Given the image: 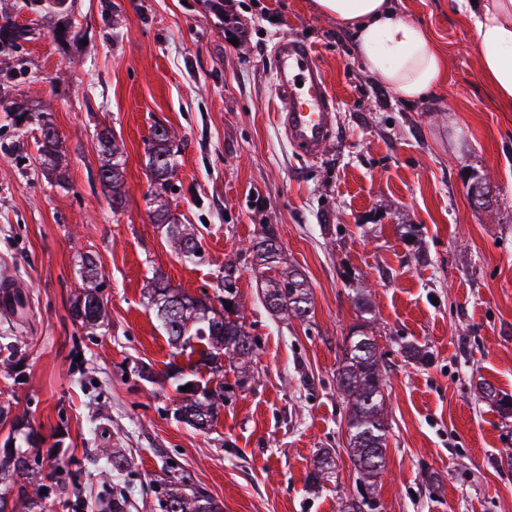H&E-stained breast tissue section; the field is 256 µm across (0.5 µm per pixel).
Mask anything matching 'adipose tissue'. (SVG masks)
<instances>
[{"instance_id": "obj_1", "label": "adipose tissue", "mask_w": 512, "mask_h": 512, "mask_svg": "<svg viewBox=\"0 0 512 512\" xmlns=\"http://www.w3.org/2000/svg\"><path fill=\"white\" fill-rule=\"evenodd\" d=\"M476 34L482 76L512 107V0H459ZM317 10L351 31L364 67L401 99L426 98L446 79L429 29L400 17L391 0H316Z\"/></svg>"}]
</instances>
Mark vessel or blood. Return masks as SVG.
<instances>
[{
	"instance_id": "1",
	"label": "vessel or blood",
	"mask_w": 512,
	"mask_h": 512,
	"mask_svg": "<svg viewBox=\"0 0 512 512\" xmlns=\"http://www.w3.org/2000/svg\"><path fill=\"white\" fill-rule=\"evenodd\" d=\"M275 71L276 89L286 103L282 121L290 141L308 155H318L330 138L336 101L312 61L309 46L292 37L282 38Z\"/></svg>"
}]
</instances>
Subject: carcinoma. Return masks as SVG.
<instances>
[{
  "instance_id": "1",
  "label": "carcinoma",
  "mask_w": 512,
  "mask_h": 512,
  "mask_svg": "<svg viewBox=\"0 0 512 512\" xmlns=\"http://www.w3.org/2000/svg\"><path fill=\"white\" fill-rule=\"evenodd\" d=\"M65 0H30L29 7L40 16L44 23L52 24V32L59 38H65L69 30L59 31V26H68L62 21L66 9ZM27 31L16 26L9 12V5L0 6V55H11L26 40ZM39 151L43 162L53 166L56 161L55 148L58 135L40 133ZM101 181L112 185V211L123 206L124 162L113 137L104 131L99 136ZM176 151L170 131H152L147 150V168L149 171L150 194L147 204L154 205V223L164 224L167 234L179 249V255L192 259L201 249V243L191 228L177 223L171 216L165 201L170 180L176 172ZM255 253L258 268L267 271L277 268L280 248L272 229L265 230L261 240L251 245ZM238 268L232 263L224 266L216 288L230 299L231 309L225 303L214 304L208 295L193 297L168 282L158 278L148 295L162 331L168 336L170 344L176 350L184 349L194 339L200 345V364L212 369L223 368V362L246 363L252 358L257 345L240 315L236 301ZM266 308L276 317H290L303 320L311 309L308 288L301 274L294 269L283 271L278 276L266 280L263 290ZM72 316L82 328L94 330L105 316L103 302L92 291L78 298L72 307ZM191 385L200 391L183 392L180 387ZM385 373L383 360L376 338L369 334L367 324L353 327L345 338V352L336 368V389L346 407V425L348 434V454L359 473L361 489L344 507V512H371L375 501L368 490L372 489L385 466L387 425L383 416V392ZM175 392L179 395L175 417L198 430H207L217 421L219 411L224 407V383L217 380L215 386H200L193 380H177ZM104 471L118 482L125 474L127 460L118 451L109 448L100 449ZM332 463L322 461L310 473L308 482L311 487L320 486L330 478ZM53 474L43 473L33 467L27 456L17 454L13 459V468L0 465V512H7L6 493L13 488L18 492H27V486L34 487L30 498L29 512H47V500L51 494H41L43 489H52ZM220 512V507L210 498L197 494H187L177 486L168 487L162 494L159 507L162 512Z\"/></svg>"
}]
</instances>
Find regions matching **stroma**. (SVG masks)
Instances as JSON below:
<instances>
[{
    "label": "stroma",
    "mask_w": 512,
    "mask_h": 512,
    "mask_svg": "<svg viewBox=\"0 0 512 512\" xmlns=\"http://www.w3.org/2000/svg\"><path fill=\"white\" fill-rule=\"evenodd\" d=\"M223 3L67 0L63 40L13 11L29 34L0 62V279L24 285L29 313L0 312V345L12 340L22 365L0 352V445L24 417L36 436L25 454L59 477L51 512H104L113 483L99 448L128 458L131 512H160L156 488L181 476L222 512H341L358 484L336 367L360 292L387 368L378 512H512V416L481 395L489 385L512 398V109L481 76L458 0H393L448 65L445 84L413 103L365 70L315 0ZM287 35L310 45L338 103L314 158L279 123L274 58ZM16 102L55 127L66 183L42 168L39 126ZM157 125L176 133L167 199L201 239L190 261L147 205ZM105 129L124 151L117 211L99 178ZM483 179L494 203L477 209L470 186ZM268 226L307 280V319L279 321L262 303L249 246ZM88 259L109 312L92 334L71 315ZM229 262L258 349L248 380L225 368L230 397L199 431L174 417L173 374L212 375L169 346L144 288L159 274L210 295ZM408 343L426 359H407ZM322 449L335 474L313 489Z\"/></svg>",
    "instance_id": "35a3bbf8"
}]
</instances>
